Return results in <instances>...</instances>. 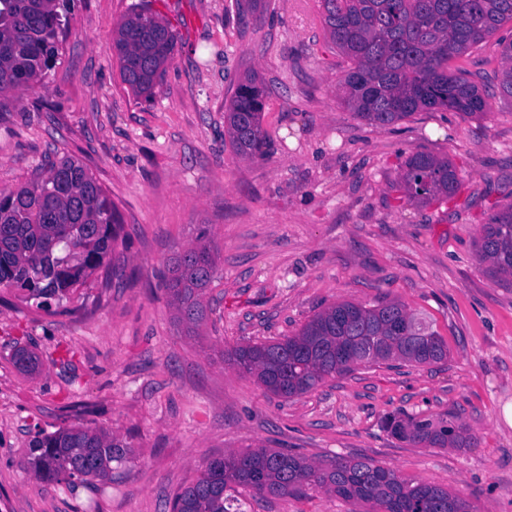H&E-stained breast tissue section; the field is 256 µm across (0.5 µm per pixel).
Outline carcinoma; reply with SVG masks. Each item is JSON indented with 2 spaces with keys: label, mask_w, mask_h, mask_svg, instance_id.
Returning <instances> with one entry per match:
<instances>
[{
  "label": "carcinoma",
  "mask_w": 512,
  "mask_h": 512,
  "mask_svg": "<svg viewBox=\"0 0 512 512\" xmlns=\"http://www.w3.org/2000/svg\"><path fill=\"white\" fill-rule=\"evenodd\" d=\"M323 25L349 62L343 102L372 125L386 127L426 110L474 116L489 95L451 62L512 22V0H319ZM68 0H0V95L40 82L59 57V36L69 26ZM177 39L152 13H130L115 30L122 82L146 100L155 96ZM502 60L499 93L512 97V40H497ZM264 88L259 76L239 81L224 119L233 147L255 159L266 154ZM409 202L452 198L461 178L452 162L415 153L401 176ZM119 216L102 185L82 163L62 156L29 183L0 191V286L27 292L45 309L109 261ZM479 259L495 277H512V205L492 214L477 243ZM215 274L213 249L199 244L172 260L166 281L180 320L206 317L199 300ZM224 357L282 398L301 395L362 363L398 360L418 365L448 357V346L426 321L399 302L366 307L352 302L316 314L293 336L237 346ZM17 368L31 372L37 357L19 348ZM394 434L438 448H469L467 430L444 420H387ZM127 452L105 431L60 428L35 437L28 465L39 480L68 486L112 479V464ZM315 485L376 512H472L448 490L400 479L369 459L311 465L270 448L226 454L202 465L197 481L176 495L171 512H243L233 507L237 488L283 496Z\"/></svg>",
  "instance_id": "1"
}]
</instances>
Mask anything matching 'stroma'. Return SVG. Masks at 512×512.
Instances as JSON below:
<instances>
[{
  "mask_svg": "<svg viewBox=\"0 0 512 512\" xmlns=\"http://www.w3.org/2000/svg\"><path fill=\"white\" fill-rule=\"evenodd\" d=\"M317 0H74L55 66L0 112V190L63 155L94 174L121 214L108 267L45 312L0 287V512H170L207 460L275 448L314 465L368 458L456 493L473 512H512V280L491 277L476 243L512 204V98L464 117L429 110L379 128L338 99L347 67ZM144 9L177 48L151 100L122 83L117 24ZM495 89V43L465 61ZM266 91L265 158L239 156L224 111L239 80ZM416 152L451 160L457 197L404 202ZM206 234L217 248L207 316L179 320L166 264ZM398 301L448 345L432 365L362 364L282 399L222 362L238 344L296 334L341 302ZM38 357L33 373L15 349ZM389 415L465 425L469 448L394 437ZM112 433L127 461L107 482L68 489L26 467L38 431ZM244 512H368L317 487L251 497Z\"/></svg>",
  "mask_w": 512,
  "mask_h": 512,
  "instance_id": "obj_1",
  "label": "stroma"
}]
</instances>
